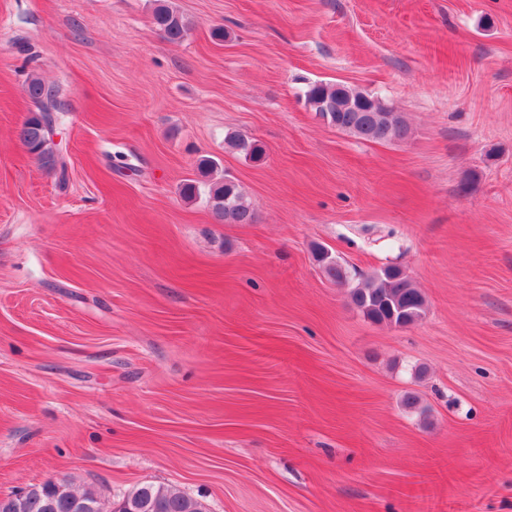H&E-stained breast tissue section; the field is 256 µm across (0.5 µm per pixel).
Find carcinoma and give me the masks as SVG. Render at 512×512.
Instances as JSON below:
<instances>
[{
  "instance_id": "cac0c4a2",
  "label": "carcinoma",
  "mask_w": 512,
  "mask_h": 512,
  "mask_svg": "<svg viewBox=\"0 0 512 512\" xmlns=\"http://www.w3.org/2000/svg\"><path fill=\"white\" fill-rule=\"evenodd\" d=\"M152 24L170 42L183 40L191 30L188 18L167 0H157ZM25 89L35 109L23 121L19 138L29 154L47 171L58 173L63 182L66 180V164L59 159L53 139L46 136L41 124L42 113L58 110L59 88L46 83L32 71L27 76ZM304 98L311 111L321 118H328V125L339 131L373 142L401 140L407 135L403 120L375 95L315 82L307 87ZM225 142L253 161L263 158L262 146L245 134H230L225 137ZM207 203L222 224H248L253 219L248 195L229 178L208 184ZM315 257L328 279L336 283L348 279L346 268L332 253L318 248ZM350 298L366 319L390 327L412 326L426 314L423 294L396 265L385 266L367 277L352 288ZM79 501L84 503L86 512H204L201 503L164 485L140 486L109 510L90 490L77 493L67 483L64 490L55 491L48 481L30 486L18 508L11 499L0 498V512H77L75 504Z\"/></svg>"
}]
</instances>
